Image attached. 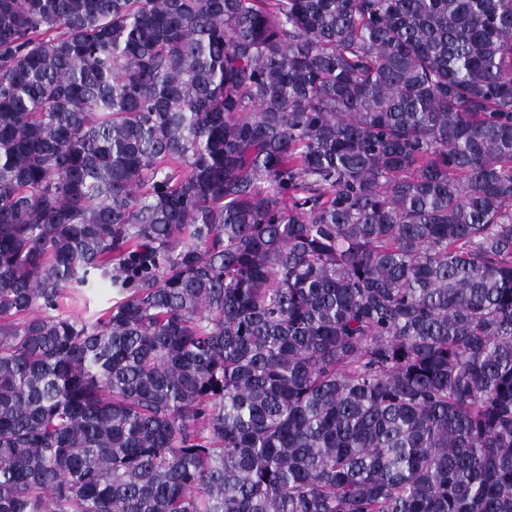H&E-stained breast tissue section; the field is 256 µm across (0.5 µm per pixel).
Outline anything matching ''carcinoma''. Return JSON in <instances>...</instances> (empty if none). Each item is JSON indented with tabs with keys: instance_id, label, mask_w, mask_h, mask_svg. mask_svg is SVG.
Instances as JSON below:
<instances>
[{
	"instance_id": "obj_1",
	"label": "carcinoma",
	"mask_w": 512,
	"mask_h": 512,
	"mask_svg": "<svg viewBox=\"0 0 512 512\" xmlns=\"http://www.w3.org/2000/svg\"><path fill=\"white\" fill-rule=\"evenodd\" d=\"M0 512H512V0H0ZM78 297L76 302H68L62 309L64 315L85 316L108 307L112 302V290L103 282L98 281L93 287Z\"/></svg>"
}]
</instances>
